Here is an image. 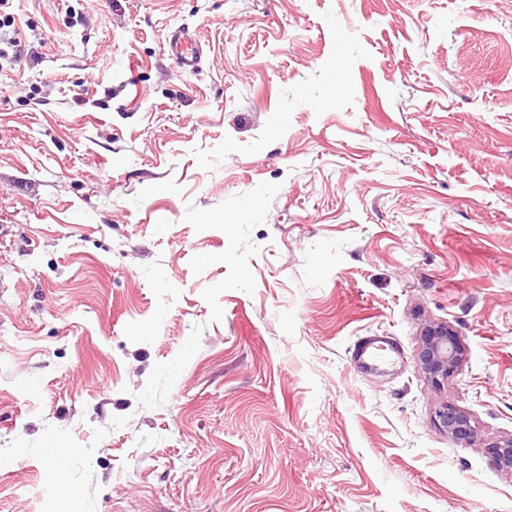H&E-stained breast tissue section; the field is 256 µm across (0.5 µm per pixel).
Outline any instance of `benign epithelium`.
Segmentation results:
<instances>
[{
    "label": "benign epithelium",
    "instance_id": "1",
    "mask_svg": "<svg viewBox=\"0 0 512 512\" xmlns=\"http://www.w3.org/2000/svg\"><path fill=\"white\" fill-rule=\"evenodd\" d=\"M463 354L459 336L448 325L429 326L421 336L417 363L430 382L438 385L456 371ZM434 423L452 440L474 442L478 438L471 416L453 406L438 409ZM486 451L495 464L512 469V438L494 443Z\"/></svg>",
    "mask_w": 512,
    "mask_h": 512
}]
</instances>
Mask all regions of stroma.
<instances>
[{
  "label": "stroma",
  "mask_w": 512,
  "mask_h": 512,
  "mask_svg": "<svg viewBox=\"0 0 512 512\" xmlns=\"http://www.w3.org/2000/svg\"><path fill=\"white\" fill-rule=\"evenodd\" d=\"M1 37L0 512H512V0H12ZM167 52L184 69L194 70L200 67L202 54L197 44L184 29H175L170 33ZM463 354L459 336L448 325L429 326L421 336L417 363L430 382L438 385L456 371ZM472 418L456 407L445 405L435 413L434 423L449 439L465 442H476L477 429L472 425Z\"/></svg>",
  "instance_id": "35a3bbf8"
}]
</instances>
